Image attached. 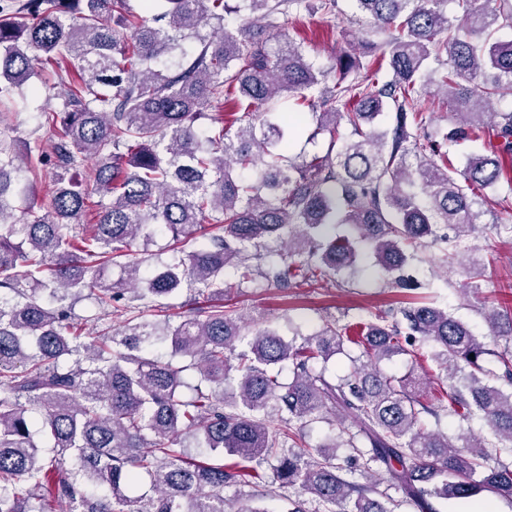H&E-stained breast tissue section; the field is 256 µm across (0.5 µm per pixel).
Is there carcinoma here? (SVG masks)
Masks as SVG:
<instances>
[{
  "label": "carcinoma",
  "mask_w": 512,
  "mask_h": 512,
  "mask_svg": "<svg viewBox=\"0 0 512 512\" xmlns=\"http://www.w3.org/2000/svg\"><path fill=\"white\" fill-rule=\"evenodd\" d=\"M303 3L145 0L147 12L162 7L150 20L128 0L0 6V104L38 65L64 87L62 108L40 112L46 142L0 145V512H47V487L68 512H226L224 489L243 480L255 491L237 512H267L254 505L271 493L263 465L292 422L324 409L349 423L347 466L332 442L315 456L290 448L274 471L320 512H394L400 502L382 482L419 512L485 492L512 502V306L488 301L480 284L464 293L480 302L485 336L421 303L392 319L327 322L301 346L260 330L227 355L242 323L217 304L230 273L240 284L256 273L280 288L308 284L357 271L364 245L392 284L410 288L399 272L438 240L441 265L471 279L494 261L495 249L470 240L487 190L504 179L501 157L512 158V110L495 107L512 96V39H494L512 30V0H485L461 24L447 0H356L386 39L338 57L334 74L278 32L276 16ZM286 97L318 114L309 139L329 133L325 156H290ZM229 101L255 112L227 122L207 112ZM438 102L450 103L440 143L424 135ZM487 120L498 154L454 166L451 148L479 138ZM87 160L83 188L71 172ZM47 166L49 203L16 216L13 198ZM158 234L176 256L152 269L136 246ZM273 239L287 252L267 249ZM254 256L265 268L254 271ZM183 289L207 305L175 323L133 315ZM84 298L122 319L120 330L84 333L74 314ZM347 343L360 355L333 384L317 365ZM423 345L448 414L485 431L426 430L421 379L381 371ZM487 355L500 371L483 365ZM144 476L148 492L129 499Z\"/></svg>",
  "instance_id": "carcinoma-1"
}]
</instances>
